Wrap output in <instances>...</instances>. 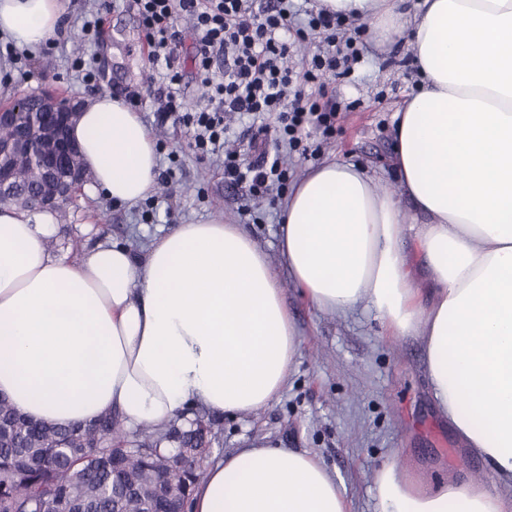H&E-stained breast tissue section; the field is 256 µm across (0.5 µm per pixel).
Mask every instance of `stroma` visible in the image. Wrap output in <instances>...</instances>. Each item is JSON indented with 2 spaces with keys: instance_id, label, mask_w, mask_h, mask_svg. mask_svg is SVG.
Masks as SVG:
<instances>
[{
  "instance_id": "stroma-1",
  "label": "stroma",
  "mask_w": 512,
  "mask_h": 512,
  "mask_svg": "<svg viewBox=\"0 0 512 512\" xmlns=\"http://www.w3.org/2000/svg\"><path fill=\"white\" fill-rule=\"evenodd\" d=\"M92 9L104 22V34L89 45L81 25ZM402 12L406 29L418 12L417 0H404ZM63 20L61 36L27 61L25 76L0 82V102L47 91L85 99L97 90L117 94L127 86L148 84L147 42L137 13L125 0H69ZM405 29L382 46L365 40L362 62L346 75L330 77L336 129L323 142L318 161L335 157L389 176L394 112L415 78ZM78 56L91 60L95 82H83L72 68ZM135 108L156 140L160 169L175 171L166 190L154 195L158 223H143L145 203L115 206L83 192L65 215L55 216L53 252L73 259L82 247L112 239L139 251L175 225L220 218L248 228L272 265H279L284 197L252 200L247 187L226 186L219 164L199 159L184 129L158 126L150 98ZM285 299L299 341L286 385L277 400L257 413L217 416L208 456L230 454L253 440L309 452L335 471L351 512H378L375 470L394 458L408 461L404 475L409 479L419 474L437 481L453 468L458 476L497 489L489 465L461 451L440 416L419 338L386 337L381 319L366 303L347 314L325 312L290 282Z\"/></svg>"
}]
</instances>
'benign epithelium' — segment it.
Masks as SVG:
<instances>
[{
    "instance_id": "1",
    "label": "benign epithelium",
    "mask_w": 512,
    "mask_h": 512,
    "mask_svg": "<svg viewBox=\"0 0 512 512\" xmlns=\"http://www.w3.org/2000/svg\"><path fill=\"white\" fill-rule=\"evenodd\" d=\"M38 104L40 111L30 113L27 119L14 105L0 107V127L17 129V134L10 140H0V157L12 153L37 159L53 184L47 193L35 198L30 205L36 212H61L73 202L86 182L82 166L68 165L69 159L77 155L68 138V129L76 120L81 104L52 92L42 93ZM16 179V167L0 164V198L13 192Z\"/></svg>"
}]
</instances>
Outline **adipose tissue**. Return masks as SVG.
<instances>
[{"mask_svg": "<svg viewBox=\"0 0 512 512\" xmlns=\"http://www.w3.org/2000/svg\"><path fill=\"white\" fill-rule=\"evenodd\" d=\"M399 0H322L371 20L384 44ZM65 0H0V37L37 52ZM418 82L397 109L394 183L331 160L284 204L288 278L317 308L371 304L386 336L420 337L434 397L466 448L512 485V0H420L411 30ZM69 136L92 194L152 195L158 157L138 112L110 94ZM418 215L407 223L406 211ZM47 213L0 206V393L26 418L127 430L188 407L251 414L281 393L298 349L283 286L237 224H181L144 251L104 241L77 260L48 246ZM426 270L425 283L411 271ZM380 512H512V493L376 471ZM190 512H350L312 454L253 444L213 460Z\"/></svg>", "mask_w": 512, "mask_h": 512, "instance_id": "ef3b65f1", "label": "adipose tissue"}]
</instances>
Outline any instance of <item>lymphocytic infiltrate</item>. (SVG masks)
I'll list each match as a JSON object with an SVG mask.
<instances>
[{
  "label": "lymphocytic infiltrate",
  "mask_w": 512,
  "mask_h": 512,
  "mask_svg": "<svg viewBox=\"0 0 512 512\" xmlns=\"http://www.w3.org/2000/svg\"><path fill=\"white\" fill-rule=\"evenodd\" d=\"M290 0H134L150 47L149 62L162 73L151 96L159 123H179L200 155H217L224 165V180L247 185L255 198L273 195L287 178L279 154L297 149L312 131L327 129L335 118L326 102V75L357 62L361 50L356 33L337 39L344 20L324 9L307 13L299 27ZM189 20L195 36L193 64L206 91L205 107H185L179 86L182 66L178 53L176 19ZM318 40L328 48L314 53L304 73H297L288 58L299 43ZM247 115L258 124L253 143L268 133L264 119L276 115L278 136L275 157L247 162L229 148L228 115Z\"/></svg>",
  "instance_id": "1"
}]
</instances>
